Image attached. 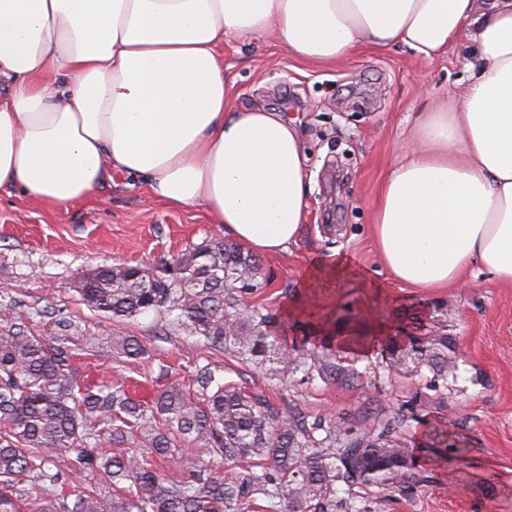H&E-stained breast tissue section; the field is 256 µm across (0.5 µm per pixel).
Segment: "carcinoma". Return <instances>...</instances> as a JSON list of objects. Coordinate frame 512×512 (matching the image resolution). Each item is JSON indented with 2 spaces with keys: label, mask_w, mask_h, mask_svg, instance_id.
Here are the masks:
<instances>
[{
  "label": "carcinoma",
  "mask_w": 512,
  "mask_h": 512,
  "mask_svg": "<svg viewBox=\"0 0 512 512\" xmlns=\"http://www.w3.org/2000/svg\"><path fill=\"white\" fill-rule=\"evenodd\" d=\"M260 259L230 241H205L150 272L125 264L101 268L80 281L94 309L127 319L154 310L173 317L189 336L246 366H273L278 377L300 372L324 382L358 380L344 365L345 339L330 333L288 342L271 313L247 303L262 285ZM66 338L51 344L15 321L0 329V512H21L24 485L46 497L34 512H355L336 498V484L368 490L400 487L408 493L427 477L412 471L413 455L397 436L401 422L388 420L354 433L336 422L280 408L262 394L225 381L210 365L191 383H173L149 401L122 385L80 383L81 370ZM121 353L144 348L125 336ZM452 339L434 326L425 336L389 337L388 369L418 373L446 384ZM189 440L234 465L186 477L160 470ZM127 446L114 453L99 444ZM72 471L92 470L99 487L75 494L73 504L55 494L57 476L45 466L75 448ZM149 452L143 453L141 449Z\"/></svg>",
  "instance_id": "carcinoma-1"
}]
</instances>
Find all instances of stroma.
I'll use <instances>...</instances> for the list:
<instances>
[{
	"instance_id": "stroma-1",
	"label": "stroma",
	"mask_w": 512,
	"mask_h": 512,
	"mask_svg": "<svg viewBox=\"0 0 512 512\" xmlns=\"http://www.w3.org/2000/svg\"><path fill=\"white\" fill-rule=\"evenodd\" d=\"M469 51L463 35L433 58L402 46L362 47L332 65L297 58L273 35L230 37L217 49L233 108L276 112L281 100H291L281 111L301 134L312 188L301 238L288 252L263 256L265 280L249 302L287 315L292 336L312 335L331 317L350 338L343 355L360 383L298 374L283 383L177 333L166 315L151 310L116 319L89 307L79 293L84 275L118 264L153 269L222 235L203 207L170 206L140 179L115 178L111 189L66 207L1 192L0 309L47 341L67 334L77 363L97 385L124 384L146 396L189 382L196 367L208 364L275 405L348 429L376 426L381 417L402 420L399 434L415 469L430 480L407 494H352L337 483L338 497L354 498L361 512H512V288L476 267L462 288L393 282L370 230V208L402 158L418 113L434 100H461ZM335 249L369 270L374 287L350 280L308 287L310 260ZM412 313L448 327L454 352L446 386L433 387L426 370L407 375L386 367V339L411 335ZM119 336L136 337L145 357L124 362L113 350ZM434 448L463 454L439 461Z\"/></svg>"
}]
</instances>
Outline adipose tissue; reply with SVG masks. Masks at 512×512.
<instances>
[{
	"label": "adipose tissue",
	"instance_id": "ef3b65f1",
	"mask_svg": "<svg viewBox=\"0 0 512 512\" xmlns=\"http://www.w3.org/2000/svg\"><path fill=\"white\" fill-rule=\"evenodd\" d=\"M271 29L314 63L363 45L430 58L467 33L466 93L419 113L371 230L399 283L459 287L475 266L512 288V0H0V190L65 207L141 178L254 254L288 251L310 195L300 134L233 109L217 56ZM320 275L369 283L335 252L309 263Z\"/></svg>",
	"mask_w": 512,
	"mask_h": 512
}]
</instances>
